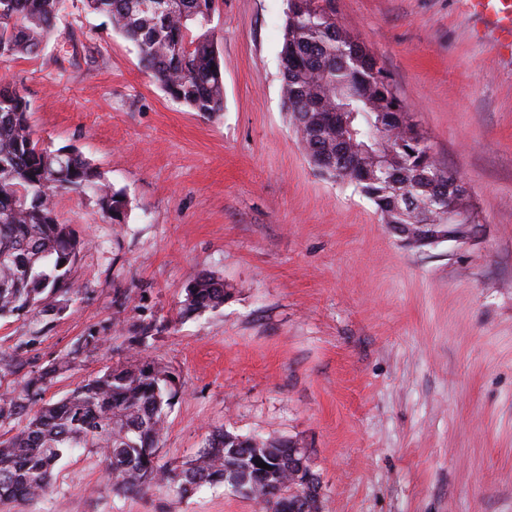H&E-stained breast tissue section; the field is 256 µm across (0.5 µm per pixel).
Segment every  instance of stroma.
<instances>
[{"instance_id":"stroma-1","label":"stroma","mask_w":512,"mask_h":512,"mask_svg":"<svg viewBox=\"0 0 512 512\" xmlns=\"http://www.w3.org/2000/svg\"><path fill=\"white\" fill-rule=\"evenodd\" d=\"M342 26L393 79L436 160L485 224L466 244L410 249L371 201L309 164L288 121L285 0H222L224 110L173 101L135 47L83 0L36 56L0 59L52 148L78 149L128 200H57L85 243L81 291L50 323L0 320V394L71 351L55 402L141 355L179 375L160 447L178 466L216 430L307 448L322 512H512V58L465 0H334ZM232 285L221 308L182 314L200 273ZM156 322L149 350L115 330ZM30 341L27 353L16 346ZM33 512H258L206 489L113 493L81 448Z\"/></svg>"}]
</instances>
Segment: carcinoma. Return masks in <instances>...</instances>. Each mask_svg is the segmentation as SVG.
<instances>
[{
	"label": "carcinoma",
	"instance_id": "carcinoma-1",
	"mask_svg": "<svg viewBox=\"0 0 512 512\" xmlns=\"http://www.w3.org/2000/svg\"><path fill=\"white\" fill-rule=\"evenodd\" d=\"M65 0H0V58L36 55L48 43ZM332 0H286L281 62L284 102L313 166L327 178L355 185L385 224L443 223L438 212L399 206L411 196L424 204L453 200L455 189L435 180L433 155L409 125V109L384 67L342 27ZM87 7L137 49L148 75L193 112L224 111V79L216 27L219 0H86ZM19 91L0 86V319L36 314L49 322L60 309L46 304L77 293L70 272L84 246L69 224L57 220L55 198L64 191L98 198L114 224H124L128 201L121 190L77 150L65 155L45 145L29 122ZM350 152L340 153V140ZM391 157L381 167L377 153ZM231 286L202 273L186 289L183 313L224 304ZM156 324L133 326L146 347ZM100 337H82L71 356L28 376L18 392L0 398V421L26 416L15 435L0 439V500L16 504L44 496L60 459L77 448L98 449L113 492L139 494L165 487L179 496L203 487L231 488L265 512H305L288 494L292 479L282 440L209 435L194 459L171 467L160 462L166 410L181 384L153 358L140 356L87 379L62 400L42 401L54 375ZM265 463L267 470L259 467Z\"/></svg>",
	"mask_w": 512,
	"mask_h": 512
}]
</instances>
